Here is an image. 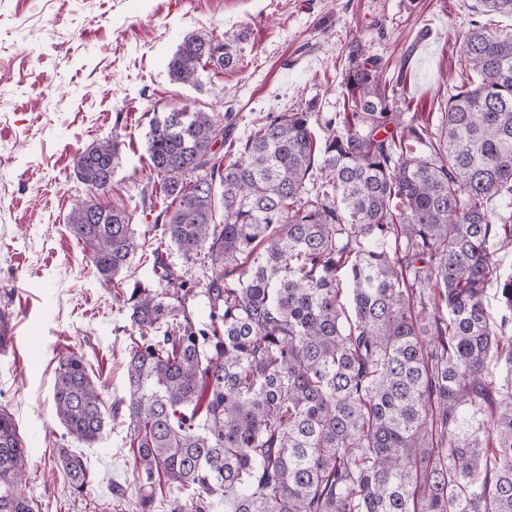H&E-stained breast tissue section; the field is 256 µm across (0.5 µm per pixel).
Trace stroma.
I'll use <instances>...</instances> for the list:
<instances>
[{"label":"stroma","mask_w":512,"mask_h":512,"mask_svg":"<svg viewBox=\"0 0 512 512\" xmlns=\"http://www.w3.org/2000/svg\"><path fill=\"white\" fill-rule=\"evenodd\" d=\"M483 19L512 28L510 16L484 17L478 0H0V310L13 327L0 353V405L27 450L37 512H130L112 494L132 483L126 423H109L93 446L66 443L53 405L57 352L82 355L110 402L124 392L130 345L111 284L66 224L89 194L75 154L118 137L105 199L125 200L147 179L144 135L155 113L230 112L243 140L271 112L343 111L342 65L355 38L401 83L412 110L435 122L459 43ZM198 30L243 33L242 63L202 72L197 87L173 82L168 61ZM134 224L144 247L129 275L161 287L154 219L139 212ZM65 446L92 466L86 495L52 469Z\"/></svg>","instance_id":"stroma-1"}]
</instances>
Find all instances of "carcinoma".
Wrapping results in <instances>:
<instances>
[{"label":"carcinoma","mask_w":512,"mask_h":512,"mask_svg":"<svg viewBox=\"0 0 512 512\" xmlns=\"http://www.w3.org/2000/svg\"><path fill=\"white\" fill-rule=\"evenodd\" d=\"M512 15V0H479ZM240 36L186 35L172 81L207 62L238 68ZM439 123L403 109L354 39L348 108L267 115L243 141L230 112L175 109L145 135L153 230L211 271L188 288L124 287L140 244L127 204L67 218L130 324L124 394L107 404L82 357L57 356L63 437L91 446L109 419L130 434L132 512H512V273L484 296L492 246L512 244V28L476 23L460 43ZM227 146L214 151V142ZM121 143L74 158L91 193ZM320 182L309 194L307 182ZM202 297L209 322L195 320ZM73 492L90 464L59 456ZM26 449L0 407V512H35Z\"/></svg>","instance_id":"carcinoma-1"}]
</instances>
